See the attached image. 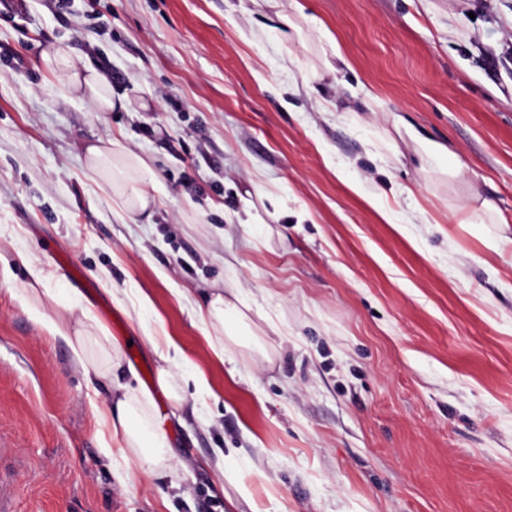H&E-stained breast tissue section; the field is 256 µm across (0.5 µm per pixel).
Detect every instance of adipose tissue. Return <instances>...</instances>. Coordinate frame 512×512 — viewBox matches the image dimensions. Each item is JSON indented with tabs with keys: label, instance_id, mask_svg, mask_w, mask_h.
<instances>
[{
	"label": "adipose tissue",
	"instance_id": "ef3b65f1",
	"mask_svg": "<svg viewBox=\"0 0 512 512\" xmlns=\"http://www.w3.org/2000/svg\"><path fill=\"white\" fill-rule=\"evenodd\" d=\"M43 63L67 92L86 98L93 111L110 112L123 107V98L114 94L105 77L70 48L52 46L44 51ZM85 153L89 169L111 189L112 200L124 215L135 216L154 204L153 172L146 158L112 137L88 145ZM199 316L219 329L231 344L261 350L256 325L248 322L237 303L223 294H212L205 307L200 308ZM43 323L51 335L65 338L80 360L85 357L88 340L102 345L111 341L107 329L77 303L66 306L57 317L44 318ZM108 420L113 434L133 450L145 472L154 473L166 461L167 434L149 391L114 386Z\"/></svg>",
	"mask_w": 512,
	"mask_h": 512
}]
</instances>
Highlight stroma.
<instances>
[{
    "mask_svg": "<svg viewBox=\"0 0 512 512\" xmlns=\"http://www.w3.org/2000/svg\"><path fill=\"white\" fill-rule=\"evenodd\" d=\"M321 26L343 55L327 76ZM60 43L121 73L131 109L65 96L42 61ZM401 120L458 174L421 163ZM108 136L158 180L135 223L87 165ZM0 256L11 512H512V0L0 7ZM28 259L45 312L89 307L119 381L154 392L161 475L120 455L108 387L23 306ZM215 288L266 356L200 319Z\"/></svg>",
    "mask_w": 512,
    "mask_h": 512,
    "instance_id": "obj_1",
    "label": "stroma"
}]
</instances>
